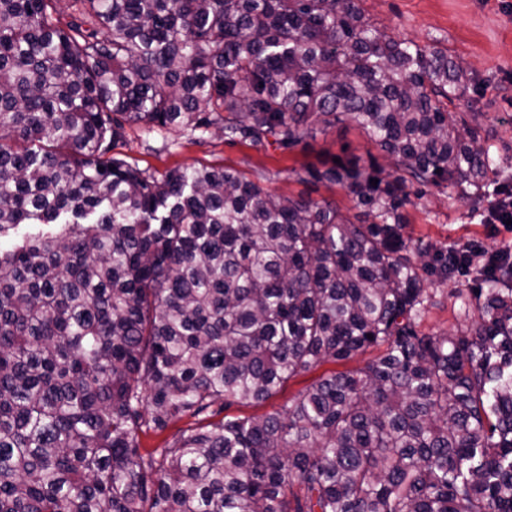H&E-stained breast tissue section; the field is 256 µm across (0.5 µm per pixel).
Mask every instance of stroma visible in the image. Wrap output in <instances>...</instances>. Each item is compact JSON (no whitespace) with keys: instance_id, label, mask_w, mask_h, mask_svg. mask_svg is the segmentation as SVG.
<instances>
[{"instance_id":"35a3bbf8","label":"stroma","mask_w":512,"mask_h":512,"mask_svg":"<svg viewBox=\"0 0 512 512\" xmlns=\"http://www.w3.org/2000/svg\"><path fill=\"white\" fill-rule=\"evenodd\" d=\"M363 6L371 21L388 33L448 49L471 78V90L467 98L456 102L455 111L465 113L473 123L493 126L512 156V0H364ZM121 152L140 168L158 173L199 164L239 168L248 160L268 170L266 186L271 191L316 201L333 199L350 212L354 209L351 196L311 177L310 172L324 169L339 156L366 162L377 156L378 150L360 130L341 125L316 132L306 145L285 153L272 147L231 144L212 129L192 138L176 129L149 135L133 129ZM405 215L406 232L416 241L446 246L473 243L489 251L512 247V227L486 223L482 204L451 198L434 189L414 199ZM316 377L311 371L293 378L277 395L259 404L214 405L207 413L183 417L163 433L141 434V444L147 449L159 448L181 429L199 428L226 416L272 412Z\"/></svg>"}]
</instances>
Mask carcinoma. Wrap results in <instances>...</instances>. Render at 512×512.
I'll return each instance as SVG.
<instances>
[{"label": "carcinoma", "instance_id": "1", "mask_svg": "<svg viewBox=\"0 0 512 512\" xmlns=\"http://www.w3.org/2000/svg\"><path fill=\"white\" fill-rule=\"evenodd\" d=\"M0 0V512H512V250L414 245L425 189L489 195L494 135L448 105L469 78L394 37L363 0ZM352 125L314 177L156 174L126 128L215 127L283 152ZM377 180L372 185L370 180ZM449 281L467 321L421 329ZM274 413L164 431L220 402ZM377 353L378 351L375 348H369L364 354L359 355L354 360L346 364L326 363L311 372L289 380L283 390L263 403L255 404L235 402L230 407L224 409H222L221 403H217L207 413L201 414L198 417H183L163 433L157 434L153 431L142 433L140 435L141 444L147 449L159 448L164 445L166 440H171L172 436L180 429L200 428L207 425L209 422L218 421L224 416H251L263 415L272 412L273 410L279 409L288 401L289 398L309 386L322 373L331 370H344L346 368L363 364L364 361L374 357Z\"/></svg>", "mask_w": 512, "mask_h": 512}]
</instances>
